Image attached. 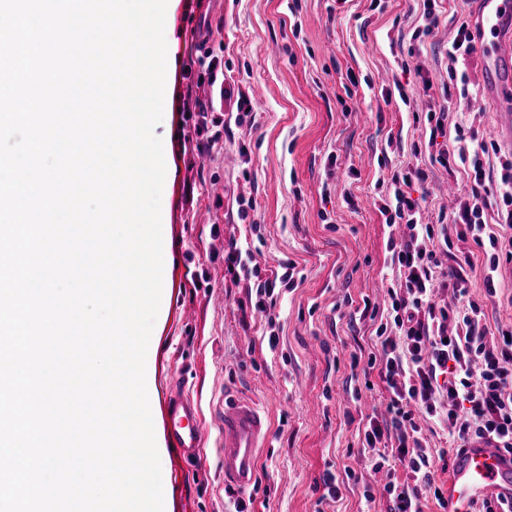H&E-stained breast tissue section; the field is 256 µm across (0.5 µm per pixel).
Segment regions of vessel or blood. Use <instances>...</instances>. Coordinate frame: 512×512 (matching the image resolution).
<instances>
[{
	"label": "vessel or blood",
	"instance_id": "vessel-or-blood-1",
	"mask_svg": "<svg viewBox=\"0 0 512 512\" xmlns=\"http://www.w3.org/2000/svg\"><path fill=\"white\" fill-rule=\"evenodd\" d=\"M474 22L491 41H478L487 71L486 95L502 120L491 128L495 138L512 146V0H476ZM167 438L184 460L197 459L206 432L198 420L197 405L179 393L164 400ZM224 482L245 491L255 482L257 450L266 442L268 426L257 403L229 395L224 399ZM443 512H475L485 498L512 502V454L495 442L479 439L456 452L448 480L443 484Z\"/></svg>",
	"mask_w": 512,
	"mask_h": 512
}]
</instances>
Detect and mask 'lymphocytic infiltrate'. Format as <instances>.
<instances>
[{"mask_svg": "<svg viewBox=\"0 0 512 512\" xmlns=\"http://www.w3.org/2000/svg\"><path fill=\"white\" fill-rule=\"evenodd\" d=\"M449 119L448 108L428 112V141L413 154H428L430 162L448 171L458 163L467 165L471 192L458 200L451 221L459 226V239L491 248L483 288L493 296L499 287L495 272L501 263H512V233L489 231L488 224L512 230V159L499 169L487 168L486 159L497 146L486 140L451 153L445 140L452 129ZM452 130L457 140H464L463 126ZM427 179L423 165H408L393 175V194L379 206L387 225L408 228L407 236L387 240L405 292L390 294L385 320L377 328L379 350L368 358L390 390L388 418L380 422L367 417L362 427L363 447L376 449L383 440L394 439L396 457L406 471V482L384 487L393 512H423L424 501L436 491L416 415L446 422L457 447L489 439L512 452V330L489 340L483 309L471 298L462 274L452 269L446 281H438L436 251L450 249L448 230L420 223L422 206L410 192Z\"/></svg>", "mask_w": 512, "mask_h": 512, "instance_id": "lymphocytic-infiltrate-1", "label": "lymphocytic infiltrate"}]
</instances>
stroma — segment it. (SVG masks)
I'll use <instances>...</instances> for the list:
<instances>
[{
  "instance_id": "35a3bbf8",
  "label": "stroma",
  "mask_w": 512,
  "mask_h": 512,
  "mask_svg": "<svg viewBox=\"0 0 512 512\" xmlns=\"http://www.w3.org/2000/svg\"><path fill=\"white\" fill-rule=\"evenodd\" d=\"M430 36L414 38L421 0H168L165 109L155 133L164 143L161 199L163 295L146 362L160 454L164 512H234L238 492L224 483L217 418L224 392L262 403L271 431L256 463L246 512H390L383 487L404 481L396 460L375 469L358 419L384 415L389 393L367 359L382 304L401 281L386 249L390 229L378 209L392 177L423 141L425 98H387L395 83L426 74L466 134L486 135L496 113L484 94L480 54L459 61L473 95L460 99L448 76V43L472 21L473 0H437ZM211 21L209 50L225 74L255 94L252 118L230 120L211 104L196 21ZM426 224L447 222L449 185L469 189L463 167H429ZM253 192L240 219L236 193ZM251 250L261 270L295 263L302 277L280 288L272 314L255 311L246 282L225 275L231 242ZM437 275L462 265L490 332L512 326V265L497 271L488 296V260L473 242L437 255ZM277 333L269 350V333ZM196 398L208 436L202 458L186 464L168 442L162 408L176 379ZM436 485L448 479L449 429L421 419ZM358 485L340 499L316 481L325 472ZM372 499H365L364 490Z\"/></svg>"
}]
</instances>
